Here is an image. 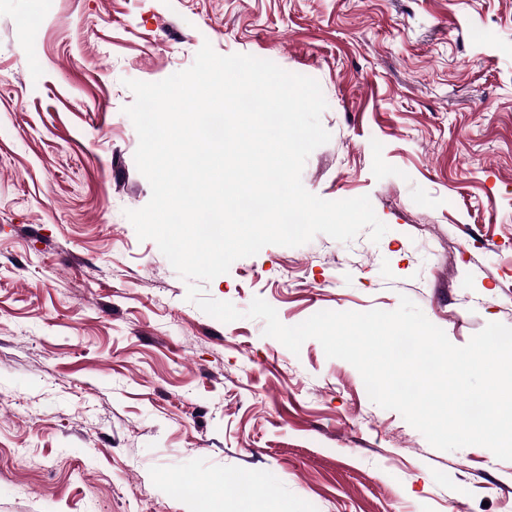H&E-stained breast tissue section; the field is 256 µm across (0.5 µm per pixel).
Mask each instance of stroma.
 Here are the masks:
<instances>
[{"label":"stroma","instance_id":"35a3bbf8","mask_svg":"<svg viewBox=\"0 0 512 512\" xmlns=\"http://www.w3.org/2000/svg\"><path fill=\"white\" fill-rule=\"evenodd\" d=\"M0 0V512H512V461L432 447L319 341L223 323L126 213L131 80L203 43L316 79L301 181L388 227L269 245L200 283L288 326L408 296L456 346L512 327V0Z\"/></svg>","mask_w":512,"mask_h":512}]
</instances>
